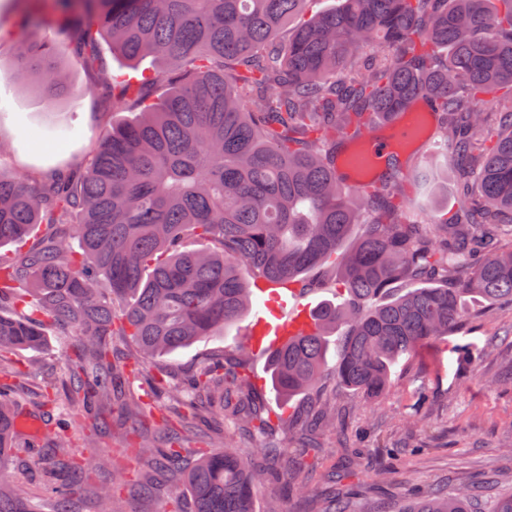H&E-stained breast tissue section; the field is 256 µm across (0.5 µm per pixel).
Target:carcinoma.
I'll return each instance as SVG.
<instances>
[{
	"label": "carcinoma",
	"mask_w": 512,
	"mask_h": 512,
	"mask_svg": "<svg viewBox=\"0 0 512 512\" xmlns=\"http://www.w3.org/2000/svg\"><path fill=\"white\" fill-rule=\"evenodd\" d=\"M307 2L52 0L49 12L30 13V23L57 18L69 33L66 43L18 42L14 78L47 97L64 80L50 62L95 49L99 36L131 64H159L129 77L91 55L106 101L137 118L108 130L77 169L0 170V247L19 245L0 256V366L45 349L55 330L69 349L67 400L46 399L74 424L98 432L109 409L134 425L153 420L133 384L136 362L119 360L120 348L167 356L224 331L245 315L251 278L303 287L301 276L331 271L343 294L268 356L271 385L288 402L328 377L380 397L400 358L447 336L469 309H512V249L500 244L512 229V0H339L280 36ZM488 96L499 111L480 110ZM424 97L456 172V207L434 220L409 207L416 183L390 177L401 166L394 156L359 191L336 174V142L363 138L373 118ZM189 235L209 249L182 250ZM166 386L183 434L164 447L145 437L139 452L174 479L183 455H199L185 476L192 512H256L265 470L249 455L191 446L207 408L266 427L250 376L212 357ZM22 400L20 385L0 384V449L15 447ZM334 418L325 402L315 424L324 431ZM74 458L57 437L44 476L112 466L106 452ZM52 497L42 504L21 484L0 485V512H68L64 490ZM470 498L466 486L432 492L402 512H468ZM115 500L99 488L100 512H117Z\"/></svg>",
	"instance_id": "carcinoma-1"
}]
</instances>
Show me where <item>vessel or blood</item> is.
Instances as JSON below:
<instances>
[{
	"mask_svg": "<svg viewBox=\"0 0 512 512\" xmlns=\"http://www.w3.org/2000/svg\"><path fill=\"white\" fill-rule=\"evenodd\" d=\"M431 114L429 101L423 99L394 114L388 124L396 135L415 138V127L421 117ZM387 151V142L376 134L365 136L358 145L347 147L339 158V169L345 175L347 185L359 189L374 182V171ZM254 294L263 307L254 313L249 324L247 344L252 355L268 356L299 333L313 327L314 313L310 305L303 303L298 289L280 288L274 283L261 281Z\"/></svg>",
	"mask_w": 512,
	"mask_h": 512,
	"instance_id": "1",
	"label": "vessel or blood"
}]
</instances>
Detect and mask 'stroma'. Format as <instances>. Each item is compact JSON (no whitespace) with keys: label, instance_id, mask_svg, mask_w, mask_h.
Masks as SVG:
<instances>
[{"label":"stroma","instance_id":"35a3bbf8","mask_svg":"<svg viewBox=\"0 0 512 512\" xmlns=\"http://www.w3.org/2000/svg\"><path fill=\"white\" fill-rule=\"evenodd\" d=\"M23 31L16 0H0V109L5 112L0 118V143L10 148L9 174L18 176L87 158L112 124L130 117L122 105L106 104L84 59L71 53L59 59L71 89L53 101L14 81L17 42ZM55 124L72 126V136L45 143L21 135L25 128ZM415 166L434 172L446 192L438 196L429 189L418 191L411 208L439 213L454 203L447 153L430 151ZM248 324V319H241L223 333L175 354L144 360L145 377L136 381V389L158 397L159 386L149 381L158 370L180 380L211 355L239 353ZM18 358L26 393L19 415L27 424L18 430L23 450L6 471L7 482L26 484L33 498L49 499L42 451L56 436L66 435L73 439L77 457L106 451L114 461L93 481L78 486L69 498L71 512H97L94 489L99 485L118 487V512H163L179 487L161 480L148 495H141L139 484L150 474L143 459L127 446V422L111 417L107 431L91 441L86 431L61 425L56 412L45 406L47 383L57 377L65 350L54 343L47 351H24ZM510 369L512 313L499 310L471 319L402 358L389 390L379 399L339 389L330 380L317 394L295 398L291 406L297 416L319 398L336 406V423L317 435L316 448L304 449L300 429L284 422H274L259 433L208 418L200 423L204 433L200 445L210 451L227 447L250 454L271 473V480L257 492L258 512H266L271 501L278 512H315L319 501L331 493L346 500L352 512H364L379 501L402 508L410 502V491L464 483L481 485L482 504L490 512L500 498L512 494V385L489 384L490 378Z\"/></svg>","mask_w":512,"mask_h":512}]
</instances>
